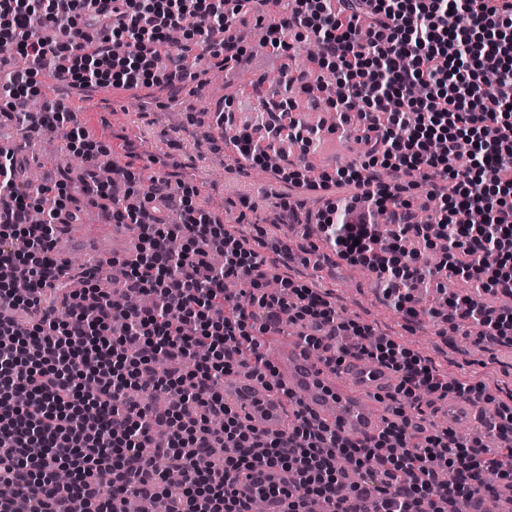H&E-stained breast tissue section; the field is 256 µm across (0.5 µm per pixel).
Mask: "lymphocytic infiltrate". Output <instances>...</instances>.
<instances>
[{
    "mask_svg": "<svg viewBox=\"0 0 512 512\" xmlns=\"http://www.w3.org/2000/svg\"><path fill=\"white\" fill-rule=\"evenodd\" d=\"M0 0V117L23 130H65L81 157V185L36 188L18 179L13 153L0 151V512H125L127 492L161 502L162 512H252V503L286 512H464L477 474L496 469L512 488V460L481 438L425 431L405 410L425 397L487 401L483 388L451 383L417 354L369 325L342 315L327 295L290 280L267 289L265 257L226 231L196 202L198 189L154 172L153 190L136 204L112 196L97 177L108 150L75 123L50 82L72 88L137 89L204 85L215 69L246 53L237 24L252 17L267 43L297 51L300 35L318 46L310 61L336 79L330 104L340 122L356 120L362 162L323 175L322 189L348 188L344 205L316 215L338 257L367 266L408 319L422 313L414 285L443 272L474 294L448 306L479 337L512 336V312H495L477 292L512 294V0ZM41 111L30 109L32 100ZM290 104L267 106L264 130L213 115L224 144L249 165L306 187L303 169L269 167V142L289 132L314 140ZM467 162H459L461 146ZM437 201L439 237L415 223L407 189ZM132 227L134 259L83 268L53 253L67 220L82 205ZM44 215L29 223L30 210ZM389 212L392 230L375 217ZM435 246L434 266L403 244ZM26 272L28 293L13 288ZM241 284L228 294L225 281ZM153 297L148 310L123 309L113 287ZM297 325L308 348L328 363L371 360L398 379L400 400L378 434L361 441L318 423L298 406L285 433L245 424L224 404L218 380L251 362L272 379L263 336ZM163 392L164 410L146 396ZM73 479L60 485L57 473ZM184 475L181 494L166 475ZM287 473L283 483L267 472Z\"/></svg>",
    "mask_w": 512,
    "mask_h": 512,
    "instance_id": "f902f5d3",
    "label": "lymphocytic infiltrate"
}]
</instances>
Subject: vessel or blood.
Instances as JSON below:
<instances>
[{"instance_id": "obj_1", "label": "vessel or blood", "mask_w": 512, "mask_h": 512, "mask_svg": "<svg viewBox=\"0 0 512 512\" xmlns=\"http://www.w3.org/2000/svg\"><path fill=\"white\" fill-rule=\"evenodd\" d=\"M269 360L283 371L279 388L241 376L224 383V402L244 423L271 433L284 429L290 413L288 396L293 393L303 396L318 420L340 434H354L361 440L376 435L378 398L390 376L388 369L352 357L346 362L352 379L346 382L316 353L292 341L280 346Z\"/></svg>"}]
</instances>
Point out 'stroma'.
<instances>
[{"label":"stroma","instance_id":"1","mask_svg":"<svg viewBox=\"0 0 512 512\" xmlns=\"http://www.w3.org/2000/svg\"><path fill=\"white\" fill-rule=\"evenodd\" d=\"M305 55H282L261 60L249 53L242 67L244 82H260L263 91L281 90L277 75L292 77L306 68ZM78 122L92 138L113 145L104 156L114 166L133 165L134 169L151 167L153 160L169 164L174 179L195 185L198 202L208 206L210 198L224 203L219 216L227 228L239 230L248 239L264 237L281 240L292 248L294 257L281 263L277 255L267 253L273 273L292 281L329 291L331 300L347 317L370 325L376 335L392 338L417 353L448 380L482 385L493 398L483 405L479 420L467 424L468 436H482L491 442L490 433L482 432L480 420L492 416L496 403L512 406V343L488 339L475 346L459 329L455 318L445 315L433 319L428 336H421L419 325L406 321L401 312L390 307L388 299L374 293L362 279L361 266L339 259L333 249L317 237L306 238L279 221L276 196L283 188L273 175L239 161L230 148H215L220 135L211 125V114L221 102L231 101L249 109V97L214 94L203 86L195 94H183L170 100L163 87L136 91L90 88L67 97ZM134 143L138 156L128 160L119 140ZM0 140L19 146L20 160L26 170L40 175L42 182L68 179L60 163H47L37 152L26 149V136L11 124L0 126ZM362 147L353 136L342 132H323L315 151L308 156L314 176L334 173L336 168L360 159Z\"/></svg>","mask_w":512,"mask_h":512}]
</instances>
